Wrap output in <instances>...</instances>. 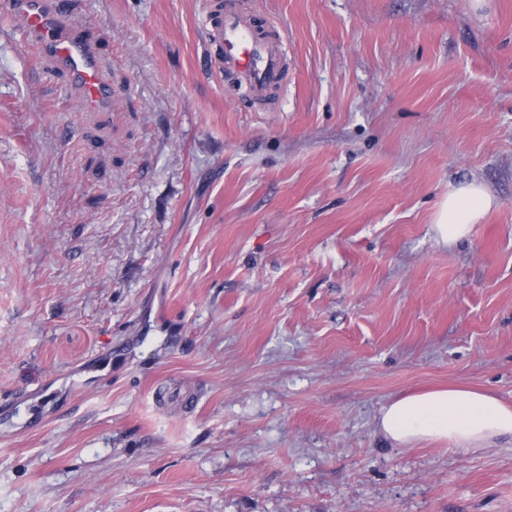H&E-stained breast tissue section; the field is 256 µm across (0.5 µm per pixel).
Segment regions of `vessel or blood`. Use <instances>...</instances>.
Segmentation results:
<instances>
[{
	"label": "vessel or blood",
	"mask_w": 512,
	"mask_h": 512,
	"mask_svg": "<svg viewBox=\"0 0 512 512\" xmlns=\"http://www.w3.org/2000/svg\"><path fill=\"white\" fill-rule=\"evenodd\" d=\"M9 11L21 18L24 38L37 41L61 72L79 85L85 111L111 107L112 91L101 78L98 59L78 31L60 25L46 0H9ZM274 30V24L259 15L232 7L215 10L204 26L206 40L215 47L225 73L247 85L257 98L283 78L284 53Z\"/></svg>",
	"instance_id": "vessel-or-blood-1"
}]
</instances>
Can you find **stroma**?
<instances>
[{
	"mask_svg": "<svg viewBox=\"0 0 512 512\" xmlns=\"http://www.w3.org/2000/svg\"><path fill=\"white\" fill-rule=\"evenodd\" d=\"M64 2L111 111L0 17V512H512L511 443L377 429L512 404V0ZM219 3L280 30L267 102ZM260 17L218 6L204 26L224 72L247 85L256 98L280 85L284 73V53L273 35L276 26ZM492 205L493 198L480 184L470 183L449 190L436 212L433 224L436 241L446 246L457 244ZM377 426L396 446L427 440L462 450L493 448L512 444V405L479 390L435 389L392 401Z\"/></svg>",
	"mask_w": 512,
	"mask_h": 512,
	"instance_id": "obj_1",
	"label": "stroma"
}]
</instances>
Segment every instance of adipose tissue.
<instances>
[{
    "label": "adipose tissue",
    "instance_id": "ef3b65f1",
    "mask_svg": "<svg viewBox=\"0 0 512 512\" xmlns=\"http://www.w3.org/2000/svg\"><path fill=\"white\" fill-rule=\"evenodd\" d=\"M491 195L477 183L449 190L436 212L433 231L438 243L455 244L492 207ZM380 434L397 446L427 440L462 450L512 442V405L479 391L460 388L412 393L383 407Z\"/></svg>",
    "mask_w": 512,
    "mask_h": 512
}]
</instances>
